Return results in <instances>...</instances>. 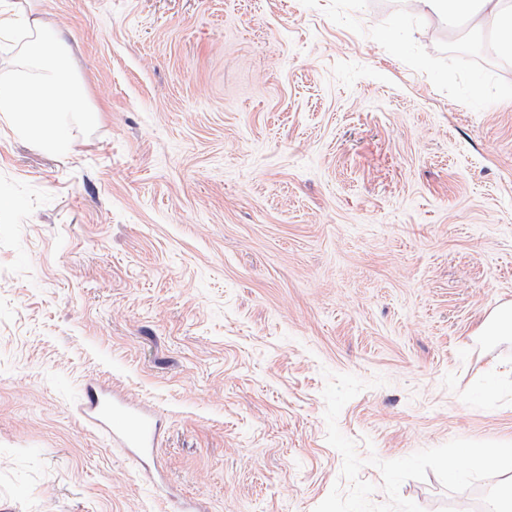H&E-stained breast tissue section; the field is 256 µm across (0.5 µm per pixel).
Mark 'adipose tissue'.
I'll return each instance as SVG.
<instances>
[{"mask_svg":"<svg viewBox=\"0 0 512 512\" xmlns=\"http://www.w3.org/2000/svg\"><path fill=\"white\" fill-rule=\"evenodd\" d=\"M442 3L469 25L494 30L498 53L512 57V11L506 10L505 0H409V11L424 14ZM23 27L29 31L27 50L38 66V77L21 84L1 82L0 114L43 149L61 154L70 147L61 129L88 112L84 91L68 72L59 33L29 18L15 0H0V33Z\"/></svg>","mask_w":512,"mask_h":512,"instance_id":"adipose-tissue-1","label":"adipose tissue"}]
</instances>
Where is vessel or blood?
Segmentation results:
<instances>
[{"mask_svg":"<svg viewBox=\"0 0 512 512\" xmlns=\"http://www.w3.org/2000/svg\"><path fill=\"white\" fill-rule=\"evenodd\" d=\"M83 413L114 446L143 456L155 445L156 426L138 403L114 401L99 387L91 386L85 393Z\"/></svg>","mask_w":512,"mask_h":512,"instance_id":"obj_1","label":"vessel or blood"}]
</instances>
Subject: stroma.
Masks as SVG:
<instances>
[{
    "instance_id": "stroma-1",
    "label": "stroma",
    "mask_w": 512,
    "mask_h": 512,
    "mask_svg": "<svg viewBox=\"0 0 512 512\" xmlns=\"http://www.w3.org/2000/svg\"><path fill=\"white\" fill-rule=\"evenodd\" d=\"M95 118L0 120V512H164L81 417L119 389L197 512H314L343 459L512 442V67L401 0H40ZM385 378L382 387L375 378ZM477 483L405 481L424 512Z\"/></svg>"
}]
</instances>
